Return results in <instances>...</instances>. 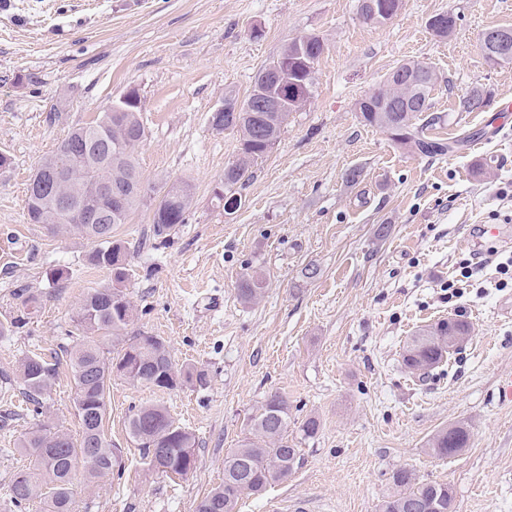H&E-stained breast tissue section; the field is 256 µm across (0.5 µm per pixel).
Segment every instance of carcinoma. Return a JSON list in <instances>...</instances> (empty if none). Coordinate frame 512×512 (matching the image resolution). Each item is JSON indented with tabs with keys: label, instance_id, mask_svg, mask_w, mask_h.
Listing matches in <instances>:
<instances>
[{
	"label": "carcinoma",
	"instance_id": "cac0c4a2",
	"mask_svg": "<svg viewBox=\"0 0 512 512\" xmlns=\"http://www.w3.org/2000/svg\"><path fill=\"white\" fill-rule=\"evenodd\" d=\"M324 42L317 36L305 41L292 40L278 55L282 65L278 82L264 80L263 67L242 105L251 108L241 112L227 124L212 126L221 134L230 131L239 136V157L224 168V180L238 193L250 180V165L263 158L276 144L285 126L275 112H265L260 102L274 97L286 105L304 93L311 92L315 65L324 54ZM481 50L494 63L512 61V42L495 48L481 39ZM436 72L425 65L406 62L390 73L357 103L364 122L390 134L391 139L424 156L447 151L442 142L417 135L411 130L412 119L430 110V93L436 84ZM120 102L85 125L73 127L66 138L44 157L35 173L47 177L41 193L26 198V219L30 224H43L53 234L76 233L92 245L90 260L96 267L112 268L127 248L113 239L114 227L127 223L131 213L143 203L145 193L136 190L142 183L137 147L145 138V127L138 112H123ZM106 145L112 152V170L79 162L71 148L83 143ZM104 177L120 189V193L97 200L99 207L110 212L108 234L98 224H79L66 219L55 200L68 197L82 202L83 195ZM193 203L191 186L184 181L172 183L171 191L153 204V234L161 242L185 223ZM128 267L119 268L114 281L91 289L81 300L74 328L79 341L66 349L73 380V404L79 430L69 432L45 423L26 433L17 447L31 458V466L18 472L10 486L9 504L20 509L39 500L44 512H73L71 485L78 470L87 479L96 478L122 466L120 450L112 447L106 431L112 375L117 374L138 385L155 390H171L204 374L190 366L176 367L167 345L157 336L141 334L126 338L125 330L134 318V307L125 292ZM265 288L261 271L248 268L236 282L241 302L257 301ZM38 300L28 297L20 314L0 321V336L27 323L37 312ZM466 323L450 319L421 329L412 336L403 351L402 365L407 373L425 379L445 359L452 356L448 337L468 334ZM58 358L31 352L17 366L25 395L37 404L51 386ZM131 437L143 450L151 468L163 465L170 475L187 476L196 463V436L172 420L165 407L143 405L128 419ZM470 433L466 426L454 424L439 430L429 441V452L446 458L468 446ZM298 460L296 444L288 440V399L280 393L268 397L250 418L248 436L239 447L224 458V480L201 497L194 512H237L239 499L256 494L272 483L288 477ZM395 492L382 504L380 512H455L454 496L446 483L423 482L405 469L392 475Z\"/></svg>",
	"mask_w": 512,
	"mask_h": 512
}]
</instances>
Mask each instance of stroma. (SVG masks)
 Segmentation results:
<instances>
[{
    "label": "stroma",
    "instance_id": "obj_1",
    "mask_svg": "<svg viewBox=\"0 0 512 512\" xmlns=\"http://www.w3.org/2000/svg\"><path fill=\"white\" fill-rule=\"evenodd\" d=\"M443 12L457 19L445 38L427 26ZM501 26L512 27V0H403L381 24L364 22L358 0H0V153L13 159L0 174V319L15 311L19 289L41 302L26 327L0 337V411L13 416L0 429V501L30 464L20 437L48 421L78 429L62 351L78 303L110 279L89 263L81 236L26 222L28 180L71 127L133 89L149 201L182 180L194 205L164 245L148 204L117 227L135 310L127 332L161 338L206 380L159 391L113 377L108 435L122 468L76 475L75 512H193L277 392L288 398L298 464L243 497L238 512H288L296 500L310 512H378L400 469L449 484L455 512H512V404L498 389L512 376V276L500 267L512 255V123L500 110L512 99V62L490 63L480 48ZM309 35L326 47L311 95L253 164L241 207L225 214L213 191L239 142L213 132L208 117L224 96L246 98L258 71ZM408 61L438 76L430 98L439 122L413 125L447 144L444 154L408 152L360 118L358 101ZM474 90L486 105L469 112L462 101ZM381 224L390 227L382 240ZM485 224L498 235L479 237ZM481 245L496 254L460 279ZM309 265L316 278L304 277ZM248 267L266 277L252 305L235 291ZM448 318L469 324L468 340L430 380L413 378L401 363L408 339ZM33 351L60 356L38 405L14 375ZM146 402L195 434L186 477L152 470L132 440L128 417ZM311 416L320 429L306 439L300 427ZM455 423L469 427L468 447L432 456L428 440Z\"/></svg>",
    "mask_w": 512,
    "mask_h": 512
}]
</instances>
